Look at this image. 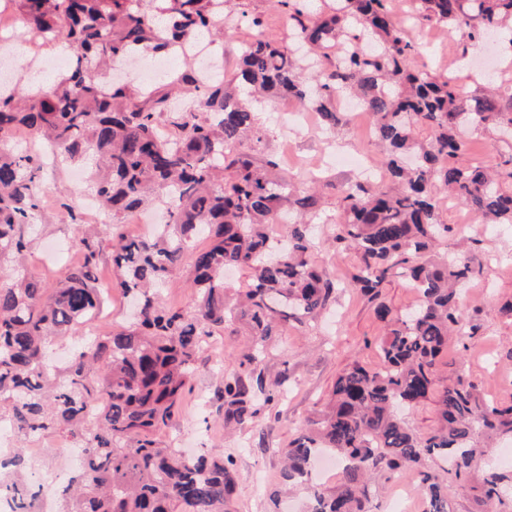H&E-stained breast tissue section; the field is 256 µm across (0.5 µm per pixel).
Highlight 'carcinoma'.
I'll return each instance as SVG.
<instances>
[{
  "mask_svg": "<svg viewBox=\"0 0 512 512\" xmlns=\"http://www.w3.org/2000/svg\"><path fill=\"white\" fill-rule=\"evenodd\" d=\"M26 26L71 49L69 72L28 91L0 89V259L25 257L29 227L39 217L43 170L28 148L6 145L27 130L59 161L93 160L92 193L118 227L154 200L167 213L151 237L113 236L112 263L123 291L138 298L134 323L106 336L72 330L100 309L96 274L100 244L79 239L81 258L52 292L21 268L0 285V420L24 436L61 434L82 441L83 464L59 492L58 512H225L237 491L233 460L188 458L164 448L156 431L170 425L197 370L198 354L217 330L242 322L251 343L223 375L218 399L224 427H245L278 391L261 365L273 336L328 305L335 285L309 260L314 224L327 218L321 197L280 173L279 160L256 159L265 130L257 104L295 99L324 129L359 102L387 149L383 184L351 181L336 188L337 247H353L361 266L353 286L376 300L392 275L415 289L417 305L393 315L379 343L382 365L354 362L336 379L305 432L280 449L282 478L308 493L305 512H372L370 477L406 471L419 477L425 512H451L448 482H476L478 501L504 512L508 475L483 459L480 440L512 436V403L481 398L464 375L442 382L438 364L450 336L473 329L458 306L459 287L474 274L470 249L438 252L452 232L437 194L465 205L486 224H512V93L469 94L453 79L415 65L417 49L389 0H273L288 15L283 39L257 35L243 43L229 83H209L185 59V70L148 91L102 88L95 66L144 52L177 54L199 35L235 31L247 12L231 0H10ZM425 21L466 41L507 31L512 52V0H414ZM346 48L336 57V46ZM497 134L501 169L462 161L478 130ZM288 225V244L269 234ZM204 232L210 247L192 246ZM194 270L193 306L171 307L160 294L186 255ZM250 271L252 284L235 304L224 299V270ZM68 339L76 353L50 371L44 348ZM431 402L436 425L422 437L399 416ZM336 453L340 478L331 489L308 483L311 463ZM0 469V501L12 512H36L40 493L26 450ZM439 460L434 473L427 461Z\"/></svg>",
  "mask_w": 512,
  "mask_h": 512,
  "instance_id": "carcinoma-1",
  "label": "carcinoma"
}]
</instances>
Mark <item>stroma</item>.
Instances as JSON below:
<instances>
[{
  "instance_id": "35a3bbf8",
  "label": "stroma",
  "mask_w": 512,
  "mask_h": 512,
  "mask_svg": "<svg viewBox=\"0 0 512 512\" xmlns=\"http://www.w3.org/2000/svg\"><path fill=\"white\" fill-rule=\"evenodd\" d=\"M14 31L13 84L29 89L56 82L61 76L60 64L70 57L67 42L42 40L20 25ZM407 32L417 45L415 62L421 69L442 78L453 77L465 91H475L469 64H459L458 58L464 53L469 59H481L486 43L464 44L439 25L429 38L423 37L417 25L409 26ZM259 121L266 125L267 137L257 147V157L280 158L284 175L294 182H315L327 214L338 210L335 185L356 179L357 174L335 165L321 166L323 156L360 149L373 165H384L385 151L375 141H362L359 121L348 120L331 131L296 127L284 131L271 125L264 111ZM73 170V165L52 160L44 165L43 209L32 232L25 267L49 289L72 263L67 248L84 235L101 240V273H113L110 226L88 214L78 224L70 218L71 211H81L82 197L90 191L89 183L74 180ZM442 210L454 224L449 242L467 236L480 238L481 243L472 252L475 276L461 299V310L474 331L449 344L438 374L445 377L461 371L485 399L512 401V316L502 311L512 301V231L483 234L476 218L453 200L443 203ZM314 233L317 249L313 260L335 283L336 291L319 315L290 323L271 346L262 369L268 383H280L282 398L276 405L261 406L253 425L224 428L216 401L220 371L236 367L249 336L242 327L233 333L219 331L198 358L192 387L174 423L157 434L162 444L174 448L189 446L199 452L232 455L238 490L231 512H286L288 501L304 502L302 492L291 500L279 494L280 448L302 433L306 419L325 401L344 369L356 361L372 369L381 365L378 342L386 325L376 318L370 297L352 286L359 264L356 251L337 249L335 225H316Z\"/></svg>"
}]
</instances>
